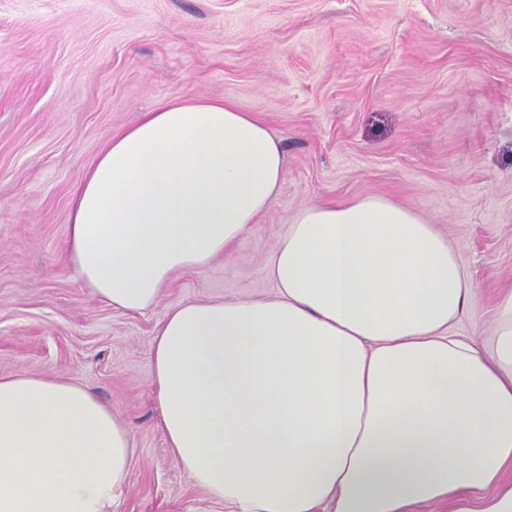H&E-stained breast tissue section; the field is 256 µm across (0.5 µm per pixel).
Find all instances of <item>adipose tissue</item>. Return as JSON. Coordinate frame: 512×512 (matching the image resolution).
<instances>
[{
	"label": "adipose tissue",
	"mask_w": 512,
	"mask_h": 512,
	"mask_svg": "<svg viewBox=\"0 0 512 512\" xmlns=\"http://www.w3.org/2000/svg\"><path fill=\"white\" fill-rule=\"evenodd\" d=\"M279 139L234 103L171 102L113 137L72 200L66 262L140 312L173 272L228 251L277 196ZM273 297L194 301L157 331L153 377L174 457L224 512H512V287L490 339L454 249L377 195L301 207ZM135 449L70 381L0 376V512H114Z\"/></svg>",
	"instance_id": "obj_1"
}]
</instances>
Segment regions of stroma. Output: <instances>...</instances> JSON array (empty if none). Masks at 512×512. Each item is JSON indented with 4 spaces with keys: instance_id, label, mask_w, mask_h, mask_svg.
I'll return each instance as SVG.
<instances>
[{
    "instance_id": "1",
    "label": "stroma",
    "mask_w": 512,
    "mask_h": 512,
    "mask_svg": "<svg viewBox=\"0 0 512 512\" xmlns=\"http://www.w3.org/2000/svg\"><path fill=\"white\" fill-rule=\"evenodd\" d=\"M223 98L281 142L285 176L232 251L128 313L65 267L70 200L147 109ZM381 195L436 225L490 335L512 285V0H0V375L76 382L136 449L116 512H224L173 457L156 332L198 300L270 297L296 212Z\"/></svg>"
}]
</instances>
